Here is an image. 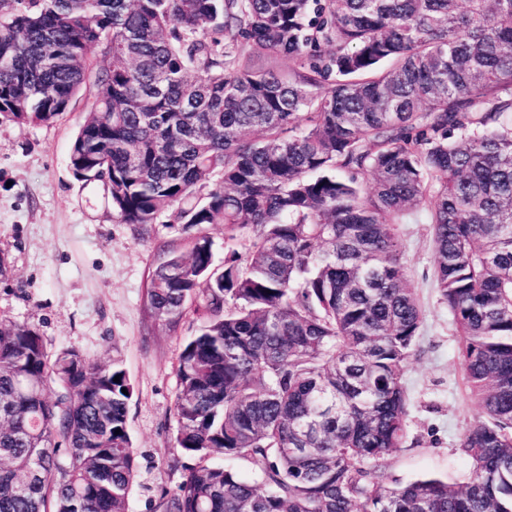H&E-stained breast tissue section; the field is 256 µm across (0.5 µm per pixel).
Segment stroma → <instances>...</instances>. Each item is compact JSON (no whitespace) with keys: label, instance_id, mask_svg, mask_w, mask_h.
I'll return each instance as SVG.
<instances>
[{"label":"stroma","instance_id":"stroma-1","mask_svg":"<svg viewBox=\"0 0 512 512\" xmlns=\"http://www.w3.org/2000/svg\"><path fill=\"white\" fill-rule=\"evenodd\" d=\"M90 103L84 91L53 123H0V318L32 325L48 349L73 346L103 363L122 362L134 386L128 417L140 463L128 512H158L161 492L180 480L170 466L175 369L198 320L190 311L177 327L165 326L145 311L143 294L159 246L185 241L168 213L144 236L119 223L105 180L74 177L70 148ZM398 232L424 327L404 372L406 439L380 468L392 487L466 476L460 438L484 418L464 380L448 308L432 286L429 226L419 219Z\"/></svg>","mask_w":512,"mask_h":512}]
</instances>
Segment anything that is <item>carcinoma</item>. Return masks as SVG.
I'll use <instances>...</instances> for the list:
<instances>
[{"mask_svg":"<svg viewBox=\"0 0 512 512\" xmlns=\"http://www.w3.org/2000/svg\"><path fill=\"white\" fill-rule=\"evenodd\" d=\"M86 88L73 174L188 240L144 292L200 322L163 512H512V0H0V119L52 123ZM422 209L485 418L463 481L389 487L423 327L396 225ZM209 224L245 253L215 265ZM133 395L1 319L0 512H128Z\"/></svg>","mask_w":512,"mask_h":512,"instance_id":"carcinoma-1","label":"carcinoma"}]
</instances>
